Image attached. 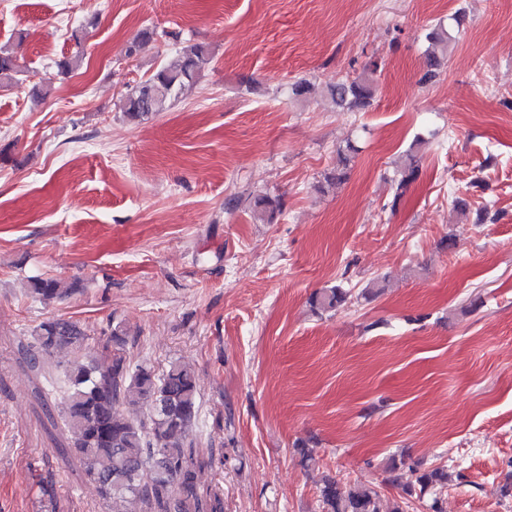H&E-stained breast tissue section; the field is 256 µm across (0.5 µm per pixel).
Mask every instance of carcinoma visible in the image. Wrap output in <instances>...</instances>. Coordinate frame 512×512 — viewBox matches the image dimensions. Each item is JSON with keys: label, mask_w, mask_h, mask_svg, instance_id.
Instances as JSON below:
<instances>
[{"label": "carcinoma", "mask_w": 512, "mask_h": 512, "mask_svg": "<svg viewBox=\"0 0 512 512\" xmlns=\"http://www.w3.org/2000/svg\"><path fill=\"white\" fill-rule=\"evenodd\" d=\"M462 18L459 13L453 17L454 25L439 24L427 34L423 80L439 76L455 40L452 29L460 28ZM169 36V32L145 28L129 43L126 55L137 54L156 37ZM207 57L202 45L181 47L174 58L127 93L122 112L135 121L164 111L200 79ZM16 73L14 57L0 51V82H12ZM326 97L337 107L360 112L371 106L374 89L365 78L347 79L329 86ZM419 144L417 140L410 146L405 163L397 171L392 210L398 207L403 190L420 176ZM348 162L347 155L339 153V162L324 174V182L332 185L345 181ZM244 202L257 223L272 221L284 208L281 198L268 194H252ZM31 291L45 298L63 299L72 289L58 280L34 278ZM347 299L348 292L335 286L315 292L310 304L319 311L332 312ZM87 340L78 324L49 319L35 329L22 355L33 367L61 352L72 356L66 368L64 422L73 448L110 512H224L218 494L204 496L199 491L205 462L200 460L193 438L199 413L195 371L177 362L159 374L148 367H131L121 355L126 333L118 327L112 329L110 350L90 354L86 352ZM125 403L145 405L146 417L126 414L121 409ZM411 471L414 480L403 485L408 496L448 481V472L442 467H413ZM319 497L322 512H382L377 490L358 484L342 487L333 478L322 481Z\"/></svg>", "instance_id": "1"}]
</instances>
